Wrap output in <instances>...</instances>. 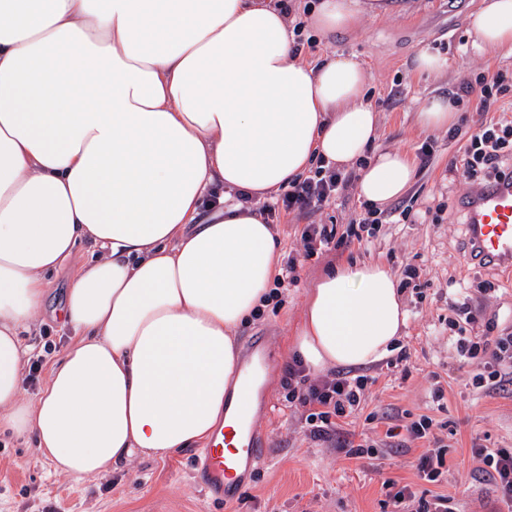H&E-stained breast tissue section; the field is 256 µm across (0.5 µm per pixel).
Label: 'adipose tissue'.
Returning <instances> with one entry per match:
<instances>
[{"label":"adipose tissue","instance_id":"adipose-tissue-1","mask_svg":"<svg viewBox=\"0 0 512 512\" xmlns=\"http://www.w3.org/2000/svg\"><path fill=\"white\" fill-rule=\"evenodd\" d=\"M385 9L318 0L309 16L326 35ZM468 25L512 54V0H482ZM293 50L281 0H0V426L34 434L56 471L97 477L207 445L238 398L234 332L279 272L254 201L319 165L357 168L376 206L410 186L411 157L374 147L363 64ZM216 183L225 194L205 205ZM84 244L102 255L66 288L74 341L22 399L19 334ZM406 321L386 265L342 263L290 349L314 371L369 365Z\"/></svg>","mask_w":512,"mask_h":512}]
</instances>
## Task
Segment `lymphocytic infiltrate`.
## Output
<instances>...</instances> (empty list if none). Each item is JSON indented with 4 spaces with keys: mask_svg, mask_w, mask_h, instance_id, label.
Segmentation results:
<instances>
[{
    "mask_svg": "<svg viewBox=\"0 0 512 512\" xmlns=\"http://www.w3.org/2000/svg\"><path fill=\"white\" fill-rule=\"evenodd\" d=\"M512 95V72L500 70L483 73L475 82L458 89L455 102L472 104L476 111L495 112L507 96ZM512 162V122L499 120L485 123L464 145L459 160L461 176L466 184L487 181L502 176L506 163ZM353 180L352 173L316 168L313 175L289 183L281 198L285 211L304 210L329 203ZM456 349L467 363L474 365V386L506 388L512 386V336H462ZM288 401L301 409L312 437L337 440L347 455L361 457L363 445L349 439H338L337 419L355 411L373 377L338 373L314 377L300 361L289 364L286 373ZM479 477L490 483L500 500L512 502V449L478 448Z\"/></svg>",
    "mask_w": 512,
    "mask_h": 512,
    "instance_id": "1",
    "label": "lymphocytic infiltrate"
}]
</instances>
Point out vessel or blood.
<instances>
[{"mask_svg":"<svg viewBox=\"0 0 512 512\" xmlns=\"http://www.w3.org/2000/svg\"><path fill=\"white\" fill-rule=\"evenodd\" d=\"M458 205L474 253L491 266L512 273V173L486 185H473ZM266 368L261 346H253L239 373L240 398L254 400ZM263 458L255 424L241 409H234L228 423L217 428L209 446L195 459L198 483L214 502L236 500L249 472Z\"/></svg>","mask_w":512,"mask_h":512,"instance_id":"1","label":"vessel or blood"}]
</instances>
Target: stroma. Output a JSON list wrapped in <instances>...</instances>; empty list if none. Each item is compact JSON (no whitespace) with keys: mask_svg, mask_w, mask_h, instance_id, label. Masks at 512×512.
Wrapping results in <instances>:
<instances>
[{"mask_svg":"<svg viewBox=\"0 0 512 512\" xmlns=\"http://www.w3.org/2000/svg\"><path fill=\"white\" fill-rule=\"evenodd\" d=\"M389 2L387 12L362 15L354 29L318 38L314 47L304 48L303 58L312 61L337 51L362 62L372 76L369 96L379 115L378 144L410 152L414 180L378 210L380 224L371 242L351 241L307 260L297 257L301 228L329 224L345 233L365 207L356 185L322 208L283 211L274 218L281 259H297L299 282L285 290L282 305L266 308L236 332L240 353L261 336L270 359L252 411L266 453L239 498L219 505L204 495L196 481L194 448L164 459L136 455L117 470L78 480L57 474L39 457L34 436L1 428L0 512H393V496L404 486L419 498L447 497L450 512H512L493 486L479 479L472 459L476 446L512 448V390L473 386V369L455 348L452 308L470 299L483 308L474 334H481L487 321L494 335L512 334V276L468 258L467 226L457 206L466 186L448 170L460 146L491 115L461 110L452 137L422 131L415 123L427 97L455 91L487 69H512V56L487 53L469 36L468 17L479 0ZM422 49L446 56L447 73L415 76L412 60ZM426 146L431 149L427 157L422 154ZM405 209L410 216L404 220ZM341 262H381L398 276L410 265L419 270L414 285L401 291L408 314L402 339L385 359L363 367L376 382L358 409L340 421L354 443L372 448L357 458L335 443L310 437L300 411L286 398V366L275 358L290 341L315 282L328 266ZM71 273L67 267L49 279L46 309L22 336L31 355L42 354L45 342L62 349L71 341L53 314ZM424 417L433 422L431 437L406 438L405 452H390L387 429ZM436 447L445 453V466L439 480L430 482L417 464L421 454Z\"/></svg>","mask_w":512,"mask_h":512,"instance_id":"1","label":"stroma"}]
</instances>
